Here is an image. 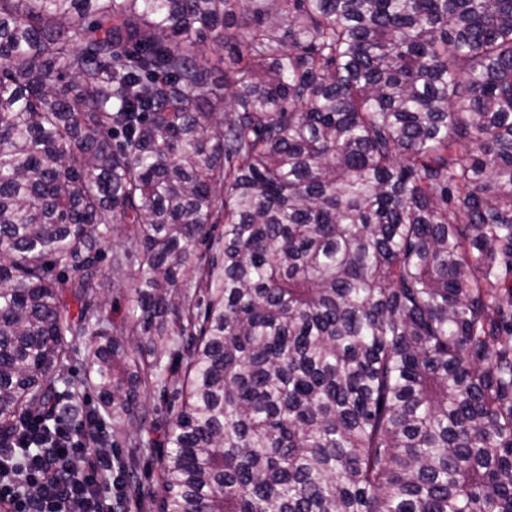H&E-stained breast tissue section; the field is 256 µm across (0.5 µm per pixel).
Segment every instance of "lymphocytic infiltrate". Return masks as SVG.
<instances>
[{"mask_svg":"<svg viewBox=\"0 0 512 512\" xmlns=\"http://www.w3.org/2000/svg\"><path fill=\"white\" fill-rule=\"evenodd\" d=\"M119 467L99 421L51 422L30 413L17 435L0 442V501L13 512H114Z\"/></svg>","mask_w":512,"mask_h":512,"instance_id":"1","label":"lymphocytic infiltrate"}]
</instances>
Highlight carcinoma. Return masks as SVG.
Returning <instances> with one entry per match:
<instances>
[{"instance_id": "obj_1", "label": "carcinoma", "mask_w": 512, "mask_h": 512, "mask_svg": "<svg viewBox=\"0 0 512 512\" xmlns=\"http://www.w3.org/2000/svg\"><path fill=\"white\" fill-rule=\"evenodd\" d=\"M84 336L157 512H512V0H0V435ZM122 246L119 244H107L104 247V259L101 263L103 272L108 284V290L104 292L106 296L105 311L108 317L115 323L120 324L125 314L127 306L126 294L121 295L119 291H114L112 288V280L115 275L114 267L112 265V255L121 251ZM213 255L214 250H209L205 244H199L189 262L191 269L179 275L180 281L188 278L192 283L195 281L199 283V288L191 289L192 292H195L194 311L197 314H201L204 311L210 296L208 283L204 279V276H202V273L207 268Z\"/></svg>"}]
</instances>
